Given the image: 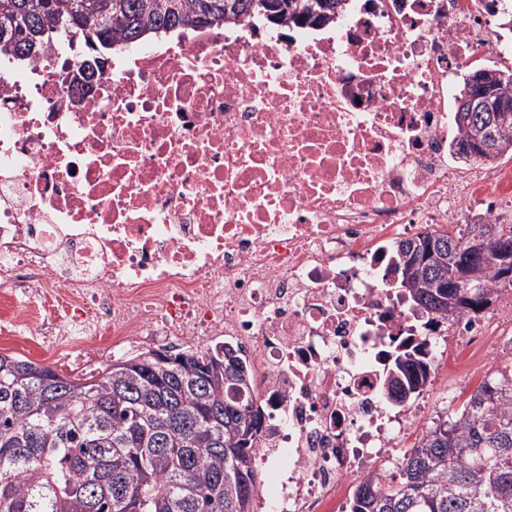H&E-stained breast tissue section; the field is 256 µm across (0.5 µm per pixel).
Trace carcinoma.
<instances>
[{"instance_id": "1", "label": "carcinoma", "mask_w": 512, "mask_h": 512, "mask_svg": "<svg viewBox=\"0 0 512 512\" xmlns=\"http://www.w3.org/2000/svg\"><path fill=\"white\" fill-rule=\"evenodd\" d=\"M343 2L0 0V51L30 58L71 34L109 50L251 15L324 24ZM489 74L493 88L478 83ZM493 90L512 94V72L471 71L456 97L458 148L473 161L512 154V136L492 152L477 145L485 129H512V106L485 109ZM479 233L493 237L487 252H464ZM503 238L512 224L398 242V269L421 257L406 288L415 309L476 318L512 288L495 250ZM264 417L242 360L218 350L129 356L84 380L0 353V512H252ZM398 471L360 483L349 512H512V364L428 428Z\"/></svg>"}]
</instances>
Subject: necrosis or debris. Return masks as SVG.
I'll return each instance as SVG.
<instances>
[{
  "mask_svg": "<svg viewBox=\"0 0 512 512\" xmlns=\"http://www.w3.org/2000/svg\"><path fill=\"white\" fill-rule=\"evenodd\" d=\"M511 53L483 0L0 53V332L237 349L268 416L264 512H347L422 426L394 352L488 367L487 325L415 313L392 249L497 222L512 170L457 191L450 88Z\"/></svg>",
  "mask_w": 512,
  "mask_h": 512,
  "instance_id": "1",
  "label": "necrosis or debris"
}]
</instances>
